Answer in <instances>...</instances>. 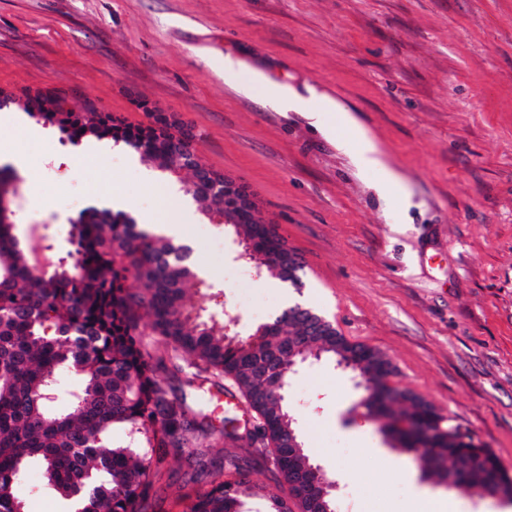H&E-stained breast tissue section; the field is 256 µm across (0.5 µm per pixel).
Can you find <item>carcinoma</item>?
<instances>
[{"instance_id": "obj_1", "label": "carcinoma", "mask_w": 512, "mask_h": 512, "mask_svg": "<svg viewBox=\"0 0 512 512\" xmlns=\"http://www.w3.org/2000/svg\"><path fill=\"white\" fill-rule=\"evenodd\" d=\"M61 93L27 96L29 116L56 127L71 142L86 137L124 143L180 178L203 213L219 223L232 200L224 175L194 149L195 134L172 113L142 102L150 121L125 126L88 103L65 108ZM14 178L0 169V512H23L16 485L23 462H40L72 512H157L161 489L188 502L187 512H242L245 500L288 512L291 494L301 512H335L330 484L309 477L305 448H288V410L276 378L292 369L290 354L307 352L345 364L360 378L362 404L382 416L381 432L416 456L425 476L457 475L456 486L487 493L512 484L494 453L447 422L430 402L390 386L394 369L379 351L348 341L332 323L292 306L245 338L201 319L184 285L197 277L186 245L138 227L128 215L87 209L72 221L75 259L50 270L34 265L30 246L13 233L8 195ZM244 247L260 278L295 280L298 255L254 209L238 214ZM79 378L69 408L55 409L59 376ZM230 380L255 420L245 435L216 430L184 387L224 390ZM404 403L392 411L389 403ZM125 441L109 445L114 426ZM220 440L235 450L209 458ZM190 449L188 480L163 484L170 457ZM260 457L276 472L274 486L245 475Z\"/></svg>"}]
</instances>
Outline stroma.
Returning a JSON list of instances; mask_svg holds the SVG:
<instances>
[{"instance_id": "35a3bbf8", "label": "stroma", "mask_w": 512, "mask_h": 512, "mask_svg": "<svg viewBox=\"0 0 512 512\" xmlns=\"http://www.w3.org/2000/svg\"><path fill=\"white\" fill-rule=\"evenodd\" d=\"M227 55L269 85L332 99L384 168L359 169L346 133L242 94L218 66ZM46 89L132 126L148 121L144 100L174 113L202 162L243 186L299 256L301 303L386 355L390 385L433 403L512 473V0H0V90L22 121L0 126V154L29 161L17 232L56 262L96 195L163 225L185 193L132 148L73 144L26 116L27 94ZM391 172L402 189L382 193ZM192 214L181 240L211 290L189 282L187 294L243 336L273 321L279 290L228 282L246 268L238 236ZM363 397L326 361L288 376L297 431L336 483L337 512H405L419 489L453 492L461 512H501L500 497L422 476ZM26 473L25 512H69L44 468Z\"/></svg>"}]
</instances>
